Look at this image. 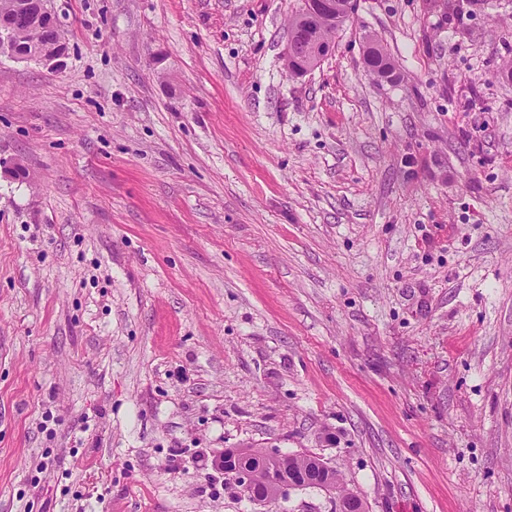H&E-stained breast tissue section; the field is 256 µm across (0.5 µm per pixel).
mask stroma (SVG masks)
<instances>
[{"label": "stroma", "instance_id": "stroma-1", "mask_svg": "<svg viewBox=\"0 0 512 512\" xmlns=\"http://www.w3.org/2000/svg\"><path fill=\"white\" fill-rule=\"evenodd\" d=\"M53 0L0 53V512H512V0ZM396 76L366 64L368 44ZM19 0H0V22L18 24L19 28L13 25H0V45H8L19 37L22 28L25 37L21 41L19 50L26 54L38 52L40 59L51 60L44 55L61 56L66 51L65 38L59 30L54 12L50 9L44 15L37 26H31L25 12L18 8ZM336 3L339 5L336 9V15L332 17L331 22H325L323 27L318 32L317 39L329 46L336 37V33L343 29V27L349 22L350 16L342 4L347 3L345 0H308L306 5V19L308 22L306 28L314 30L316 24L321 22L326 14H330L336 8ZM315 39V36L310 38L308 42L300 36V30L296 29L290 34L288 49L286 58L289 59H300L306 61L309 69L314 70L322 63V54L319 48V41ZM256 453L261 455L266 461H278L280 465L289 457L287 454H284L280 448L272 445L266 446L265 448H257L255 450L248 448H238L234 450L235 457H243ZM288 465L291 470L298 473L299 475L304 472H308L312 467L310 460L306 456H295L292 459H288ZM236 459L225 458V456H220L211 461V468L221 475L223 473H227L230 470L235 468ZM230 476L234 483L240 487L242 490L251 493L254 491L257 483V477L255 471L249 466H242L235 468ZM318 463V468L320 471V475L315 474L313 475L310 473L311 476L304 478V484L305 485H311L316 486L318 489L325 490L328 492H336L337 488L339 489L340 494L345 496H351L355 495L353 492L345 488L343 483V478L341 474L334 470L333 471V480L336 483V485L331 482L330 480H324L321 475L325 472H330L332 467L328 466L327 462H325L320 457L316 456ZM337 486V488H336ZM337 495L336 498V511L338 512H368V511H361L362 508L360 506V503H363V500H359V498H351V497H345L340 495Z\"/></svg>", "mask_w": 512, "mask_h": 512}]
</instances>
